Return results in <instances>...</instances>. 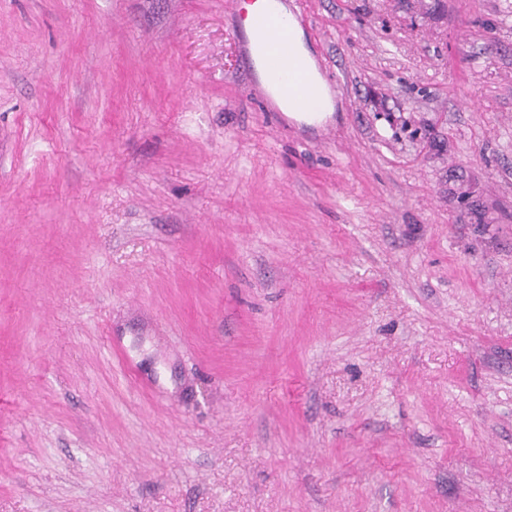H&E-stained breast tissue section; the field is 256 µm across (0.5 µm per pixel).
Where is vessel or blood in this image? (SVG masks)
<instances>
[{"label": "vessel or blood", "mask_w": 512, "mask_h": 512, "mask_svg": "<svg viewBox=\"0 0 512 512\" xmlns=\"http://www.w3.org/2000/svg\"><path fill=\"white\" fill-rule=\"evenodd\" d=\"M253 52L261 55L272 66L268 80L283 98L313 103L317 89L301 72L298 62L288 54L289 21L272 20L261 13L252 19Z\"/></svg>", "instance_id": "b4317fda"}]
</instances>
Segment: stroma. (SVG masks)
<instances>
[{
	"mask_svg": "<svg viewBox=\"0 0 512 512\" xmlns=\"http://www.w3.org/2000/svg\"><path fill=\"white\" fill-rule=\"evenodd\" d=\"M0 0V512H512V0ZM270 3H274L278 14L291 16L285 6L277 0H254L245 5L247 11L243 20L245 31L248 39L251 40L252 31L254 36L252 46L245 53V60L251 61L252 52H256L271 64L268 81L278 88L280 95L288 100V103L279 98L275 87L267 85L277 102L279 99L283 112H288L289 117L298 121L319 122L333 112L329 89L316 72L314 60L304 45L303 34L297 25H294L289 44L288 28L293 21L297 22L296 19L275 22L267 14L261 13L266 11ZM255 13L260 14L253 17L251 29L250 19ZM288 44L290 56H288ZM291 56L308 69L317 80L318 102L313 107H307L301 101L311 105L315 100L317 89L313 82L301 73L300 65Z\"/></svg>",
	"mask_w": 512,
	"mask_h": 512,
	"instance_id": "35a3bbf8",
	"label": "stroma"
}]
</instances>
